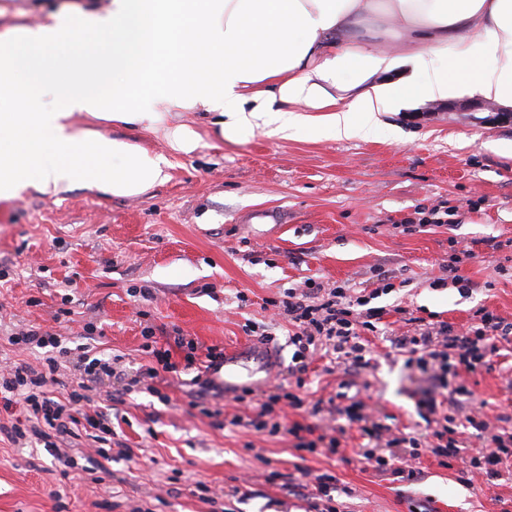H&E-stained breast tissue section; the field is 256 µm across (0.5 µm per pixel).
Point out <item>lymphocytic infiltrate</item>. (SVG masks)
<instances>
[{"instance_id":"lymphocytic-infiltrate-1","label":"lymphocytic infiltrate","mask_w":512,"mask_h":512,"mask_svg":"<svg viewBox=\"0 0 512 512\" xmlns=\"http://www.w3.org/2000/svg\"><path fill=\"white\" fill-rule=\"evenodd\" d=\"M371 294L355 292L348 285L325 287L308 281L303 287L284 291L278 302L279 314L287 319L292 330L288 336L295 351L288 368L294 377L296 391L275 389L261 399L253 418L234 417V425L246 426L269 434L287 430L298 449L309 452L326 451L338 454L346 426H357L368 448L363 457L375 470L390 472L412 481L417 476L415 467L398 465L395 456H384V449H407L411 458H418L420 448H429L441 465L457 458L465 446L468 434L481 440L483 450L470 460L473 472L487 481L500 477L504 464L512 462V435L491 429L478 408L458 413L451 401L470 397L471 391L462 380V372L473 373L491 368L497 353V340L512 338V323L505 322L486 308L476 309V322L466 330H458L446 322H436L417 328L412 335L399 337L398 344L407 354L408 366L428 374L432 383L417 401L419 415L425 421L424 432H404L372 421L366 414V404L359 396L339 394L337 399L306 405L298 395L304 387V375L309 363L322 350L336 353L339 359L356 370L370 367L363 336L376 332L382 317L381 308L372 306ZM14 342L21 347L37 346L46 354L38 365L21 363L11 366L0 375V405L11 408L22 404L27 416L0 425V436L8 443L23 446L33 441L44 444L51 451L55 465L66 468L74 464L72 456L59 453L57 441L64 436L76 437L78 432L97 443V453L108 457L107 436L112 429L107 423L109 413L100 404L94 381L97 375L116 376L120 366L98 359L80 357L72 360V351L64 346L58 333L40 327L20 331ZM72 363L77 374L69 387L66 402H58L50 388L59 382L62 364ZM287 403L289 408L310 407L312 414L328 413L338 419L333 430L315 434L312 427L295 422L282 426L275 418L276 406Z\"/></svg>"}]
</instances>
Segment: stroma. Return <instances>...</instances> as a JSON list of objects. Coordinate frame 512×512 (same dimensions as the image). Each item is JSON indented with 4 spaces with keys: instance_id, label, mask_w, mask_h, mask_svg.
<instances>
[{
    "instance_id": "obj_1",
    "label": "stroma",
    "mask_w": 512,
    "mask_h": 512,
    "mask_svg": "<svg viewBox=\"0 0 512 512\" xmlns=\"http://www.w3.org/2000/svg\"><path fill=\"white\" fill-rule=\"evenodd\" d=\"M75 2L0 0V29ZM492 107L464 95L384 114L364 139H326L302 127L285 140L258 133L245 143L216 137L211 115L172 112L169 123L190 125L205 145L171 155L168 182L134 197L79 188L58 199L30 191L0 202V367L42 358L43 349L11 342L31 325L56 330L68 347L88 344L89 357H121L123 376L96 388L112 395V431L130 451L102 468L90 439L64 438L61 450L78 464L63 477L42 445L19 448L0 437V512H321L307 485L324 473L334 478L338 512H405L400 490L432 499L437 512H512V473L493 482L467 474L478 440L446 467L422 454L419 479L400 482L359 459L357 427L347 428L340 455L312 454L287 432L231 426L254 408L220 388L200 393L192 372L138 381L153 360L145 328L177 361L174 332L203 349H230L256 341L244 329L249 321L272 332V384L289 388L294 349L274 301L308 279L370 291V270L380 266L405 285L372 301L385 315L367 337L371 368L354 372L333 355L316 356L300 394L309 407L349 382L376 421L423 431L414 392L424 376L395 347L414 332L402 311L462 327L483 306L512 322V272L497 274L504 255L488 246L512 238V154L495 148L512 141V122L493 121ZM442 201L451 228L394 232L416 208ZM452 238L473 253L459 270L468 286L433 287ZM499 347L498 364L468 378L491 421L512 410V342ZM308 407L288 421L328 425Z\"/></svg>"
}]
</instances>
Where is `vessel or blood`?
I'll return each instance as SVG.
<instances>
[{
    "mask_svg": "<svg viewBox=\"0 0 512 512\" xmlns=\"http://www.w3.org/2000/svg\"><path fill=\"white\" fill-rule=\"evenodd\" d=\"M275 371L271 349L261 343L246 353L236 350L225 354L223 361L205 368L204 377L232 396L242 389L267 384Z\"/></svg>",
    "mask_w": 512,
    "mask_h": 512,
    "instance_id": "1",
    "label": "vessel or blood"
}]
</instances>
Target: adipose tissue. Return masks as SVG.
<instances>
[{
	"label": "adipose tissue",
	"mask_w": 512,
	"mask_h": 512,
	"mask_svg": "<svg viewBox=\"0 0 512 512\" xmlns=\"http://www.w3.org/2000/svg\"><path fill=\"white\" fill-rule=\"evenodd\" d=\"M398 20L396 55L356 41ZM408 69L398 83L383 74ZM461 94L512 108V0H110L0 32V201L80 186L117 197L170 178L168 153L78 128L85 114L203 138L172 112L213 114L220 137L288 138L298 126L363 139L383 112Z\"/></svg>",
	"instance_id": "obj_1"
}]
</instances>
